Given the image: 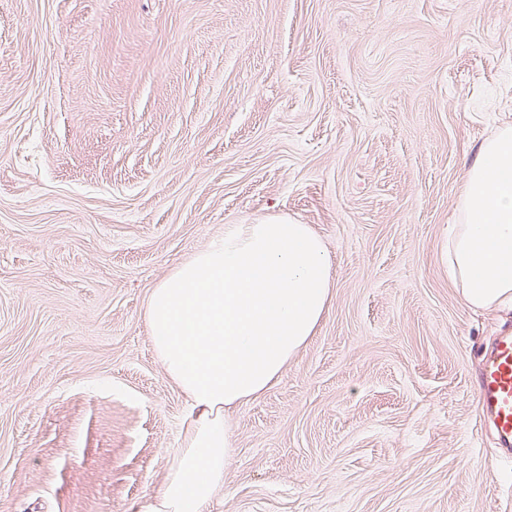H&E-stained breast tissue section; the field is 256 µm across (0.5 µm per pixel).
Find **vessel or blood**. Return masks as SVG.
I'll list each match as a JSON object with an SVG mask.
<instances>
[{
	"mask_svg": "<svg viewBox=\"0 0 512 512\" xmlns=\"http://www.w3.org/2000/svg\"><path fill=\"white\" fill-rule=\"evenodd\" d=\"M478 404L504 454H512V331L493 340L478 375Z\"/></svg>",
	"mask_w": 512,
	"mask_h": 512,
	"instance_id": "obj_1",
	"label": "vessel or blood"
}]
</instances>
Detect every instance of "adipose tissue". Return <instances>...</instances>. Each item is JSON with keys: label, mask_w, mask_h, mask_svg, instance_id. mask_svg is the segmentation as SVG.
Listing matches in <instances>:
<instances>
[{"label": "adipose tissue", "mask_w": 512, "mask_h": 512, "mask_svg": "<svg viewBox=\"0 0 512 512\" xmlns=\"http://www.w3.org/2000/svg\"><path fill=\"white\" fill-rule=\"evenodd\" d=\"M457 210L441 248L450 281L472 308H512V125L485 143ZM333 286L323 240L291 221L227 225L153 288V347L191 412L146 512H212L231 460L229 410L279 380L318 331Z\"/></svg>", "instance_id": "obj_1"}]
</instances>
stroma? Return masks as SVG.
Listing matches in <instances>:
<instances>
[{
	"mask_svg": "<svg viewBox=\"0 0 512 512\" xmlns=\"http://www.w3.org/2000/svg\"><path fill=\"white\" fill-rule=\"evenodd\" d=\"M512 124V0H0V512H142L184 436L152 288L229 224L334 270L215 512H512L440 262Z\"/></svg>",
	"mask_w": 512,
	"mask_h": 512,
	"instance_id": "obj_1",
	"label": "stroma"
}]
</instances>
